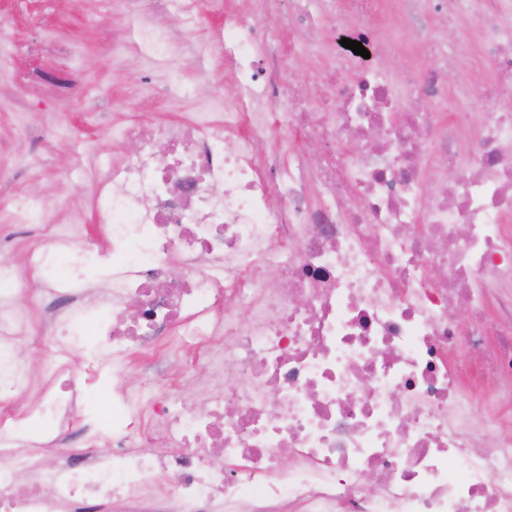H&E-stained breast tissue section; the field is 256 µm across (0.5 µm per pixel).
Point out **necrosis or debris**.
I'll list each match as a JSON object with an SVG mask.
<instances>
[{"instance_id": "1", "label": "necrosis or debris", "mask_w": 512, "mask_h": 512, "mask_svg": "<svg viewBox=\"0 0 512 512\" xmlns=\"http://www.w3.org/2000/svg\"><path fill=\"white\" fill-rule=\"evenodd\" d=\"M254 2L207 40L227 87L174 76L150 13L114 45L171 71L153 98L193 112L121 128L139 148L96 168L94 234L8 201L44 229L24 270L0 264V512H512V0H286L276 34ZM324 23L373 39V64L338 52L314 97L283 91ZM411 30L433 66L402 51ZM474 54L493 80L449 86ZM183 335L202 354L175 369L158 351ZM35 339L48 353L20 356ZM135 364L169 393L118 390L79 419Z\"/></svg>"}]
</instances>
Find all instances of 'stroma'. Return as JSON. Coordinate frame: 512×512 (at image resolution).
Masks as SVG:
<instances>
[{
	"label": "stroma",
	"instance_id": "stroma-1",
	"mask_svg": "<svg viewBox=\"0 0 512 512\" xmlns=\"http://www.w3.org/2000/svg\"><path fill=\"white\" fill-rule=\"evenodd\" d=\"M157 21L166 25L182 45L181 75L185 82L231 84L232 70L207 66L199 70L204 38L197 26L172 0H146ZM111 10L110 25H89L93 10ZM0 12L12 14L9 33L13 55L0 61V164L11 167L25 160L23 180L0 189V194H19L47 199L55 222L64 224L83 214L87 231L92 220L90 173L100 161L134 151L135 143L117 142L113 127L131 120L176 121L187 117L190 104L166 112L150 101L148 88L163 84V71H145L134 56H113L112 44L125 40L129 19L124 0H0ZM40 44L38 56L26 48ZM37 65L33 87L16 83L18 69ZM30 116L25 137L15 132L14 115Z\"/></svg>",
	"mask_w": 512,
	"mask_h": 512
}]
</instances>
